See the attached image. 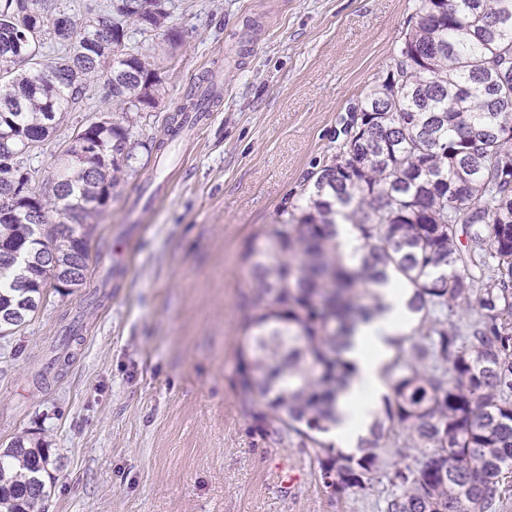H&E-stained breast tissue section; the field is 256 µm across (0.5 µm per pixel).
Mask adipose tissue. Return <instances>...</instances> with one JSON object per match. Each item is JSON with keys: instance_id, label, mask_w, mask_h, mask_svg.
Listing matches in <instances>:
<instances>
[{"instance_id": "1", "label": "adipose tissue", "mask_w": 512, "mask_h": 512, "mask_svg": "<svg viewBox=\"0 0 512 512\" xmlns=\"http://www.w3.org/2000/svg\"><path fill=\"white\" fill-rule=\"evenodd\" d=\"M383 299L386 311L357 326L345 354L354 364L355 373L348 391L339 400L343 422L329 432L328 438L346 450L354 448L359 438L367 435L372 413L387 391L381 369L387 358L389 341L407 330L402 290L386 288Z\"/></svg>"}]
</instances>
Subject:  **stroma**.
<instances>
[{
  "mask_svg": "<svg viewBox=\"0 0 512 512\" xmlns=\"http://www.w3.org/2000/svg\"><path fill=\"white\" fill-rule=\"evenodd\" d=\"M177 41L154 46L155 104L102 206L84 286L51 293L0 338V445L42 441L55 477L45 512H377L356 489L330 499L313 449L257 430L238 354L248 340L245 252L336 151L349 108L401 44L414 0H169ZM219 85L203 123L168 136L191 84ZM102 82L21 156L45 192L75 127L115 110ZM166 140L167 164L146 150ZM46 383L37 374L62 346ZM298 474L286 486L278 468Z\"/></svg>",
  "mask_w": 512,
  "mask_h": 512,
  "instance_id": "1",
  "label": "stroma"
}]
</instances>
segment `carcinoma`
I'll return each instance as SVG.
<instances>
[{"label":"carcinoma","mask_w":512,"mask_h":512,"mask_svg":"<svg viewBox=\"0 0 512 512\" xmlns=\"http://www.w3.org/2000/svg\"><path fill=\"white\" fill-rule=\"evenodd\" d=\"M168 0H111V38L99 17L49 19V0H0V197L30 174L19 157L73 111L87 82L102 80L119 110L82 124L47 193L0 208V337L13 335L46 299L87 278L93 218L120 185L132 114L154 105L151 56L128 46L129 26L170 38ZM411 28L384 73L357 103L330 160L302 202L250 247L242 403L275 444L314 448L319 479L338 496L357 488L379 512H497L512 474V0H415ZM59 43L46 58L45 36ZM24 44L27 57L11 51ZM184 112L214 98L186 94ZM361 242L349 265L336 220ZM392 285L416 340L384 366L390 394L355 450L325 435L341 423L336 400L350 385L345 358L357 324L386 310ZM404 448L401 462L385 455ZM49 449L19 436L0 452V512H45Z\"/></svg>","instance_id":"cac0c4a2"}]
</instances>
